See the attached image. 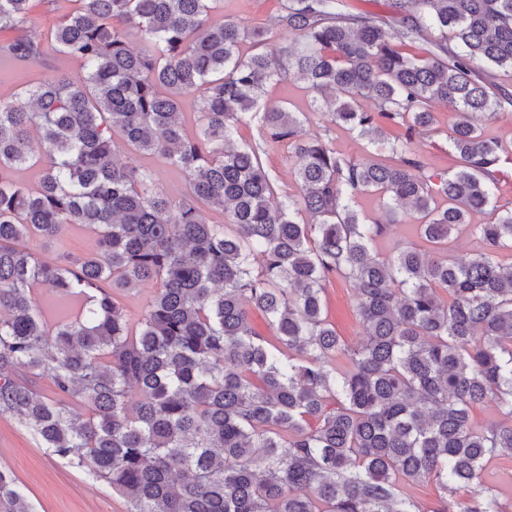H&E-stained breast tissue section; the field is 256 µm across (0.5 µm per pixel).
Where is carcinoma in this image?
<instances>
[{
	"label": "carcinoma",
	"mask_w": 512,
	"mask_h": 512,
	"mask_svg": "<svg viewBox=\"0 0 512 512\" xmlns=\"http://www.w3.org/2000/svg\"><path fill=\"white\" fill-rule=\"evenodd\" d=\"M33 2L0 0V59L63 55L85 77L54 71L0 100V414L127 512H421L398 484L430 479L442 490L431 512H502L483 472L512 451V261L500 260L512 208L470 216L496 203L505 147L475 118L498 119L512 92L475 76L512 70V0H393L384 17L285 0L274 27L290 39L274 56L272 30L216 17L217 0H73L47 37H7ZM290 77L375 157L354 162L301 113L263 101ZM200 89L190 138L181 102ZM434 103L457 115L451 173L411 149L434 130ZM252 120L288 148L298 192L275 206L256 147L232 139ZM34 141L32 188L12 173ZM120 145L176 170L184 191L159 189ZM364 194L384 219L355 209ZM402 208L427 248L381 257L374 237ZM67 224L93 229L96 249L44 263L25 245ZM462 230L479 243L467 262L448 255ZM333 276L356 294L359 348L328 319ZM146 284L133 321L115 294ZM39 288L60 300L53 321ZM252 308L272 338L253 330ZM42 376L55 398L30 384ZM488 402L502 420L477 428L472 411ZM0 512H34L2 468Z\"/></svg>",
	"instance_id": "1"
}]
</instances>
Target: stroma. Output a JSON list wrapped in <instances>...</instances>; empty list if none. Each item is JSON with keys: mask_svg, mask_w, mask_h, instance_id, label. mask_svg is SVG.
Wrapping results in <instances>:
<instances>
[{"mask_svg": "<svg viewBox=\"0 0 512 512\" xmlns=\"http://www.w3.org/2000/svg\"><path fill=\"white\" fill-rule=\"evenodd\" d=\"M283 0H220L218 12L239 20L246 27L270 25L280 14ZM62 70L72 78L83 77L79 61L52 56L44 67L14 61L0 66V99L11 100L29 83L44 77L47 71ZM265 100L287 101L295 111L305 113L304 126L320 134L345 157L362 160L372 148L367 140L330 124L321 113L311 111L310 97L301 81L291 78L267 85ZM438 133L416 135L412 148L434 172L453 171L457 159L444 135L454 121L450 107L433 104ZM236 139L256 146L265 169L269 172L276 197L298 191L288 158V151L278 145H266L258 126H240ZM28 248L43 261H54L60 252L80 257L96 247V237L86 227L69 224L58 244H47L37 238L27 241ZM330 321L350 345L362 344L363 329L356 316L354 291L339 279H331L326 290ZM0 468L11 470L25 490L35 512H127V503L105 488L89 471L78 468L43 448L32 433L14 419L0 414ZM485 483L492 490L503 512H512V452L506 451L491 459L485 469Z\"/></svg>", "mask_w": 512, "mask_h": 512, "instance_id": "obj_1", "label": "stroma"}]
</instances>
